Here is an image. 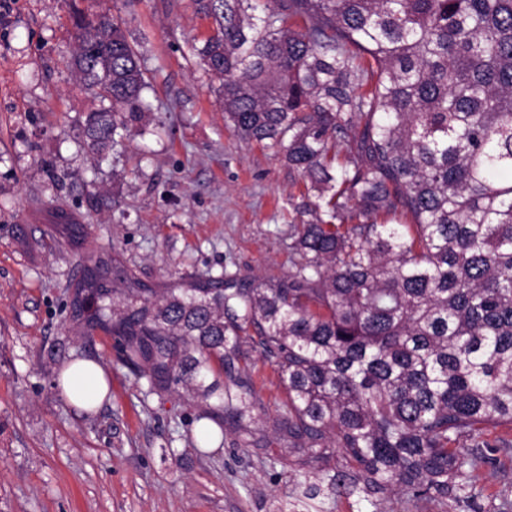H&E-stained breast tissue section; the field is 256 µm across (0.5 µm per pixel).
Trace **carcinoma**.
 Returning a JSON list of instances; mask_svg holds the SVG:
<instances>
[{
	"instance_id": "carcinoma-1",
	"label": "carcinoma",
	"mask_w": 512,
	"mask_h": 512,
	"mask_svg": "<svg viewBox=\"0 0 512 512\" xmlns=\"http://www.w3.org/2000/svg\"><path fill=\"white\" fill-rule=\"evenodd\" d=\"M190 52L241 138L316 201L285 277L151 288L108 252L81 260L72 321L113 337L148 392L183 386L248 452L318 481L309 500L386 493L467 506L485 448H511L512 0H191ZM72 64L109 107L102 152L150 110L121 23L73 11ZM287 394L259 417L251 348Z\"/></svg>"
}]
</instances>
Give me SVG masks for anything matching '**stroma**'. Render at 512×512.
Returning <instances> with one entry per match:
<instances>
[{"instance_id":"stroma-1","label":"stroma","mask_w":512,"mask_h":512,"mask_svg":"<svg viewBox=\"0 0 512 512\" xmlns=\"http://www.w3.org/2000/svg\"><path fill=\"white\" fill-rule=\"evenodd\" d=\"M122 19L150 87L152 110L117 145L83 144L100 109L70 66L73 8ZM208 24L189 0H0V512H367L356 498L299 500L288 469L223 447L197 450L199 408L184 388L152 394L104 333L70 317L78 257L106 247L151 287L207 275L282 277L297 256L291 227L314 200L272 150L224 121L212 81L186 40ZM88 227L81 248L57 237L52 211ZM103 366L110 401L72 406L64 362ZM268 417L286 394L254 356ZM475 471L480 512L512 498V448H490Z\"/></svg>"}]
</instances>
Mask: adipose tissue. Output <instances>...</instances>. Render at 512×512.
Masks as SVG:
<instances>
[{"instance_id":"ef3b65f1","label":"adipose tissue","mask_w":512,"mask_h":512,"mask_svg":"<svg viewBox=\"0 0 512 512\" xmlns=\"http://www.w3.org/2000/svg\"><path fill=\"white\" fill-rule=\"evenodd\" d=\"M59 388L66 400L81 411H94L105 401L108 385L101 364L92 359L66 362Z\"/></svg>"}]
</instances>
